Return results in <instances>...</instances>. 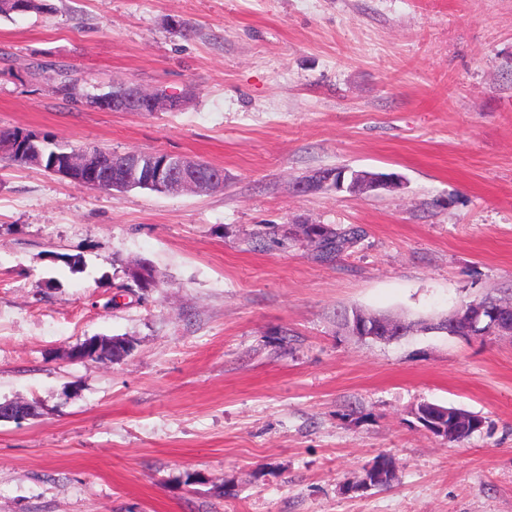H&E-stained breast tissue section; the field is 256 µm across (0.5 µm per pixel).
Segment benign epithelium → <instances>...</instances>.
Instances as JSON below:
<instances>
[{"mask_svg": "<svg viewBox=\"0 0 512 512\" xmlns=\"http://www.w3.org/2000/svg\"><path fill=\"white\" fill-rule=\"evenodd\" d=\"M126 93L122 96H97L90 107L106 112H128L136 103L145 104L152 112H175L186 103L183 96L167 90L143 88L138 84H125ZM41 139L30 140L25 160L30 166L44 167L43 153L39 147ZM200 162L197 159L181 155L168 154L164 159L140 151H127L112 168H101L98 156L91 150H73L62 154L50 167L49 172L74 182L82 181L89 187L105 184L113 191L122 190L128 183L136 181L142 185L158 188L165 193L186 191L202 195L224 185V176L204 178L199 174ZM396 178L391 174L360 173L351 168L336 170H317L299 182L303 192H316L323 189L346 191L359 195L368 191L392 188ZM343 325L362 339L401 338L404 329L401 325L379 317L348 315L342 318ZM448 325L455 335L483 337L500 333H512V306L496 304L492 307L476 303L465 304L448 315ZM366 472L375 474L374 479L364 476L355 482L354 488L371 487V481H381L395 477L393 461L386 459L372 465Z\"/></svg>", "mask_w": 512, "mask_h": 512, "instance_id": "benign-epithelium-1", "label": "benign epithelium"}]
</instances>
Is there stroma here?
I'll list each match as a JSON object with an SVG mask.
<instances>
[{
    "instance_id": "35a3bbf8",
    "label": "stroma",
    "mask_w": 512,
    "mask_h": 512,
    "mask_svg": "<svg viewBox=\"0 0 512 512\" xmlns=\"http://www.w3.org/2000/svg\"><path fill=\"white\" fill-rule=\"evenodd\" d=\"M51 2L0 18V129L201 158L224 188L111 194L0 160V402L36 407L0 421V512H512V336L338 322L512 300V0ZM37 59L187 103L99 111ZM345 166L402 184L295 187ZM302 222L363 236L330 262L256 237ZM93 336L132 351L72 359ZM425 402L486 425L448 444ZM382 455L392 485L353 491ZM47 72H53L55 79V88L53 92L63 98H81L86 104L89 103L90 96L99 94L85 93L79 86L78 79L74 76L73 69L69 65L56 62H34L30 67V74L34 78L40 77ZM343 325L349 331L362 339H388L389 342L401 338L404 329L401 325L379 317H363L349 315L342 319Z\"/></svg>"
}]
</instances>
